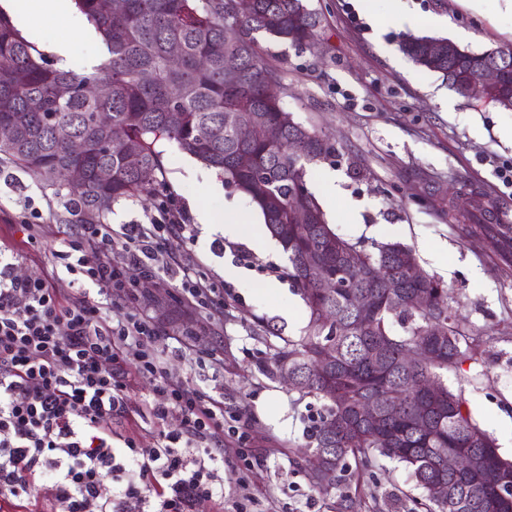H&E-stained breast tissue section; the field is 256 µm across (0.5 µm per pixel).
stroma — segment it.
I'll use <instances>...</instances> for the list:
<instances>
[{
    "instance_id": "35a3bbf8",
    "label": "stroma",
    "mask_w": 512,
    "mask_h": 512,
    "mask_svg": "<svg viewBox=\"0 0 512 512\" xmlns=\"http://www.w3.org/2000/svg\"><path fill=\"white\" fill-rule=\"evenodd\" d=\"M400 3L413 25L399 24ZM306 4L320 20L311 46L298 51L265 36L260 42L280 75L284 107L331 148L328 157L307 165V187L317 192L327 175H336L341 194L325 211L339 235L372 253L387 242L403 243L424 271L448 284L454 313L483 339L477 359L449 373L448 386L462 393L474 420L512 459V264L500 259L491 239L464 230L484 223V208L512 213V186L494 173L496 165L512 161V112L459 96L399 49L407 34L446 38L474 51L512 48V0ZM157 148L165 169L161 185L114 201L106 221L144 224L160 203H175L194 235V273L213 292L205 305L190 304L169 275L128 267L117 245L112 264L126 268L133 285L124 307L154 327L155 345L169 351L173 376L223 400L225 416L246 415L253 436L271 445L263 455L227 453L223 505L203 502L196 512H234L241 481L258 497L261 512H303L309 500L315 512H425L407 469L386 458L368 469L349 466L336 490L311 489L295 460L322 404L300 398L264 371L272 356L265 323L295 340L308 323L286 273L287 257L278 247L252 249L259 217L223 176L175 143L162 141ZM10 174L11 182L0 181V250L17 253L15 273L26 277L50 267L53 251L74 228L63 192L21 170ZM200 205L218 215L234 212L245 235L204 239L196 218ZM31 216L42 230L26 244L18 226ZM229 268L236 278L226 277ZM271 280L279 284L272 296L263 291Z\"/></svg>"
}]
</instances>
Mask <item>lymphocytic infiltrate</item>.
I'll use <instances>...</instances> for the list:
<instances>
[{"label": "lymphocytic infiltrate", "mask_w": 512, "mask_h": 512, "mask_svg": "<svg viewBox=\"0 0 512 512\" xmlns=\"http://www.w3.org/2000/svg\"><path fill=\"white\" fill-rule=\"evenodd\" d=\"M186 231L183 213L164 205L154 225H123L118 241L129 265L154 261L200 306L211 288L176 256ZM114 241L111 225H76L53 253L55 269L26 278L0 252V512H20L45 485L60 512H125L130 502L140 512H193L224 502V453L250 433L225 430L223 402L169 374L151 324L123 307L126 272L107 258ZM62 272L72 277L65 297L53 286ZM140 378L152 383L142 403L153 448L113 438L112 420L129 415ZM173 409L182 419L170 430Z\"/></svg>", "instance_id": "obj_1"}]
</instances>
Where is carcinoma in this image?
Here are the masks:
<instances>
[{
    "label": "carcinoma",
    "mask_w": 512,
    "mask_h": 512,
    "mask_svg": "<svg viewBox=\"0 0 512 512\" xmlns=\"http://www.w3.org/2000/svg\"><path fill=\"white\" fill-rule=\"evenodd\" d=\"M102 37L107 58L95 73L80 75L48 63L37 46L24 37L0 12V125L13 128V137L0 140V163H8L52 186L67 191L71 224H102L112 202L129 198L159 184L164 173L160 141L174 142L179 149L216 170L242 191L262 213L270 235L288 258V278L303 297L309 321L304 336L286 338L275 328L268 336L282 341L272 356V375L283 371L295 376L294 389L301 397L322 401V412L309 435L306 459L309 483L323 484L316 461L325 456L341 481L348 459L368 467L386 457L404 464L415 485L430 503V512H512V498L501 492L512 485V461L503 459L494 439L472 418L461 394L448 388L446 377L473 358L474 334L452 322L448 286L430 278L425 284L387 287L400 281L398 253L408 247L390 242L369 253L362 242L340 236L328 224L318 200L311 199L307 226L299 230L298 216L290 209L297 183L304 181L306 165L327 154L325 140L314 130L294 122L291 113L270 99L267 90L279 75L266 62L257 34L301 48L315 38L319 18L304 0H128L125 13L104 12L100 0H75ZM433 37L409 35L401 51L422 69L437 73L462 93L459 79L466 71L487 61V52L466 51L462 64L448 67L428 54ZM182 48V63H168V47ZM239 60L237 76L224 69L225 55ZM89 82L110 86L105 98H90L84 87ZM66 85L60 97L56 89ZM261 112L265 120L283 130V139L270 143L248 131L224 124L226 112ZM106 112L112 127L122 137L110 140L96 117ZM177 112L180 120L170 121ZM84 141L82 155L72 151L70 137ZM129 147L137 150L140 166L125 163ZM258 161L251 170L238 166L240 155ZM99 167L112 168V182L95 180ZM331 237L343 248L362 253L359 263L340 269L351 291L364 298L381 297L385 304L367 323L349 297L337 292L327 295L318 288V278L333 269L334 259L324 256L312 266L304 258ZM415 289L427 293L428 301L417 310L401 304L402 294ZM403 329L394 333L392 321ZM445 326L435 355L423 365L409 369L405 354L431 341L430 329ZM333 342L334 355L320 363L323 349ZM380 362L387 374H376ZM431 376L436 394L422 395L420 377ZM402 395L399 410L387 411L389 397ZM377 402L384 417L376 424L359 420L365 402ZM423 413L425 427L414 425L413 415ZM473 452L477 460L471 473H448L446 498L435 499L429 483L448 449Z\"/></svg>",
    "instance_id": "obj_1"
}]
</instances>
